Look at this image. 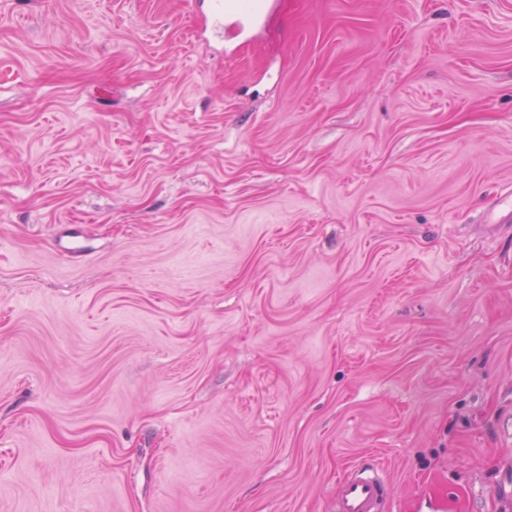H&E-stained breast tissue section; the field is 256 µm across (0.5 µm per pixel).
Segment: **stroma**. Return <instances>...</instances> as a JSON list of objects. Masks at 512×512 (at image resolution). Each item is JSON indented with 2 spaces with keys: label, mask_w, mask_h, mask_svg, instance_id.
<instances>
[{
  "label": "stroma",
  "mask_w": 512,
  "mask_h": 512,
  "mask_svg": "<svg viewBox=\"0 0 512 512\" xmlns=\"http://www.w3.org/2000/svg\"><path fill=\"white\" fill-rule=\"evenodd\" d=\"M0 0V512H496L512 0ZM232 2V3H231ZM240 1H213L212 20L215 27H223L224 20L231 18L236 24H239L241 20L249 21L252 23H258L262 19L260 13H245L242 12L238 4ZM387 481L366 466H355L336 479L335 512H388Z\"/></svg>",
  "instance_id": "35a3bbf8"
}]
</instances>
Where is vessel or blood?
I'll use <instances>...</instances> for the list:
<instances>
[{
	"instance_id": "1",
	"label": "vessel or blood",
	"mask_w": 512,
	"mask_h": 512,
	"mask_svg": "<svg viewBox=\"0 0 512 512\" xmlns=\"http://www.w3.org/2000/svg\"><path fill=\"white\" fill-rule=\"evenodd\" d=\"M260 22L261 14L242 12L236 0H213L214 26H223L225 19ZM387 481L382 474L356 466L340 473L336 479L335 512H388Z\"/></svg>"
}]
</instances>
